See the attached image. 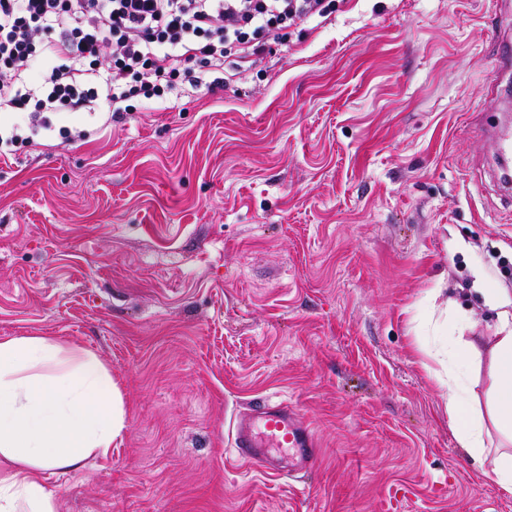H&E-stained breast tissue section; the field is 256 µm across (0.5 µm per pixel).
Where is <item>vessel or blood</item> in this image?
Here are the masks:
<instances>
[{
	"label": "vessel or blood",
	"mask_w": 512,
	"mask_h": 512,
	"mask_svg": "<svg viewBox=\"0 0 512 512\" xmlns=\"http://www.w3.org/2000/svg\"><path fill=\"white\" fill-rule=\"evenodd\" d=\"M234 442L245 460L264 461L270 450L276 449L300 472L313 469L318 459L309 422L297 409L283 403L262 402L237 415Z\"/></svg>",
	"instance_id": "obj_1"
}]
</instances>
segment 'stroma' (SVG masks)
I'll use <instances>...</instances> for the list:
<instances>
[{"label":"stroma","instance_id":"35a3bbf8","mask_svg":"<svg viewBox=\"0 0 512 512\" xmlns=\"http://www.w3.org/2000/svg\"><path fill=\"white\" fill-rule=\"evenodd\" d=\"M224 89L0 134V338L95 353L124 399L56 512H512L448 426L440 336L512 293V193L486 125L494 0H334ZM309 473L238 459L262 399ZM234 442L239 456L266 461L268 449L284 452L293 470L307 472L318 459V444L307 419L288 404L257 403L234 421Z\"/></svg>","mask_w":512,"mask_h":512}]
</instances>
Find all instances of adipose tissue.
Returning a JSON list of instances; mask_svg holds the SVG:
<instances>
[{
    "label": "adipose tissue",
    "mask_w": 512,
    "mask_h": 512,
    "mask_svg": "<svg viewBox=\"0 0 512 512\" xmlns=\"http://www.w3.org/2000/svg\"><path fill=\"white\" fill-rule=\"evenodd\" d=\"M485 299L499 309L488 353L465 339L458 318L439 384L459 446L478 460L493 456L496 481L512 494V297L497 289ZM483 365L482 400L474 386ZM126 426L122 394L97 355L41 336L0 339V512H55L47 473L107 456Z\"/></svg>",
    "instance_id": "adipose-tissue-1"
}]
</instances>
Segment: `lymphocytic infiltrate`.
<instances>
[{"label":"lymphocytic infiltrate","instance_id":"1","mask_svg":"<svg viewBox=\"0 0 512 512\" xmlns=\"http://www.w3.org/2000/svg\"><path fill=\"white\" fill-rule=\"evenodd\" d=\"M328 0H0V112H126L179 85L223 89Z\"/></svg>","mask_w":512,"mask_h":512}]
</instances>
